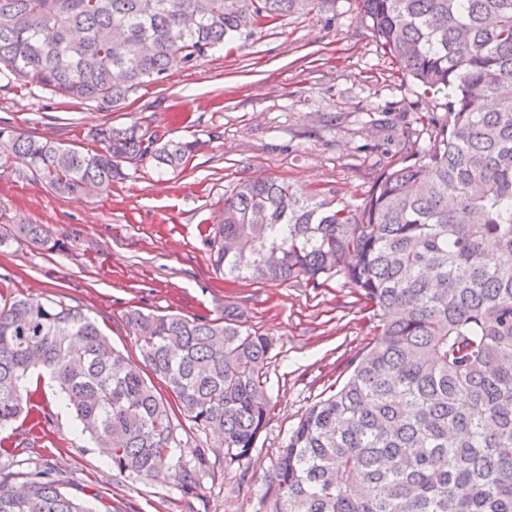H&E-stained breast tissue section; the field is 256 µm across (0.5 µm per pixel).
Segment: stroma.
<instances>
[{
    "mask_svg": "<svg viewBox=\"0 0 512 512\" xmlns=\"http://www.w3.org/2000/svg\"><path fill=\"white\" fill-rule=\"evenodd\" d=\"M446 102L398 72L360 0H322L312 12L282 17L169 71L116 108L0 83V126L85 152L97 150L92 132L103 124L137 123L165 140L202 143L177 170L144 162L102 195L61 197L0 168L1 304L25 295L81 307L133 360L140 351L124 315L134 308L208 319L230 312L274 343L270 421L248 458L227 464L219 439L175 410L185 460L206 451L191 492L171 470H113L46 378L30 415L0 429L13 471H47L68 480L69 492L102 496L117 512H259L288 432L344 382L378 329L343 278L310 288L226 277L210 246L224 199L259 178L360 205L384 169L406 160L398 132L428 145L448 118ZM17 224L42 225L47 247L12 238Z\"/></svg>",
    "mask_w": 512,
    "mask_h": 512,
    "instance_id": "stroma-1",
    "label": "stroma"
}]
</instances>
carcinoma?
Masks as SVG:
<instances>
[{
	"mask_svg": "<svg viewBox=\"0 0 512 512\" xmlns=\"http://www.w3.org/2000/svg\"><path fill=\"white\" fill-rule=\"evenodd\" d=\"M320 0H0V79L116 107L224 41ZM398 70L447 96V124L358 207L245 180L210 233L224 275L319 288L340 276L381 339L315 403L273 464L262 512H512V0H360ZM84 153L0 127V167L58 194H106L128 166L176 169L196 140L103 125ZM18 235L47 242L39 224ZM126 319L141 359L78 306L15 297L0 309V427L32 410L44 372L119 473L164 466L185 486L173 408L246 458L271 411L270 337L234 318ZM0 464V512H112L65 481Z\"/></svg>",
	"mask_w": 512,
	"mask_h": 512,
	"instance_id": "1",
	"label": "carcinoma"
}]
</instances>
